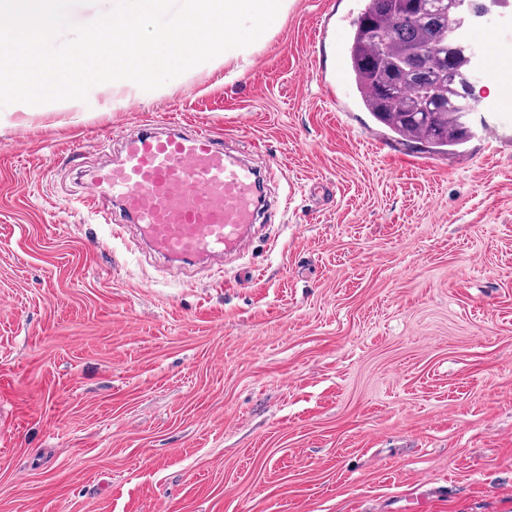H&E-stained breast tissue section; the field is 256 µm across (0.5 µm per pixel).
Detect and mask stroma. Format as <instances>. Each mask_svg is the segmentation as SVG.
<instances>
[{
    "label": "stroma",
    "mask_w": 512,
    "mask_h": 512,
    "mask_svg": "<svg viewBox=\"0 0 512 512\" xmlns=\"http://www.w3.org/2000/svg\"><path fill=\"white\" fill-rule=\"evenodd\" d=\"M365 0H292L240 76L0 109V512H512V112L446 155L337 59ZM277 168L222 271L80 206L143 123Z\"/></svg>",
    "instance_id": "1"
}]
</instances>
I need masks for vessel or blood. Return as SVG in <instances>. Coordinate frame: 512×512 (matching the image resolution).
Listing matches in <instances>:
<instances>
[{"label": "vessel or blood", "mask_w": 512, "mask_h": 512, "mask_svg": "<svg viewBox=\"0 0 512 512\" xmlns=\"http://www.w3.org/2000/svg\"><path fill=\"white\" fill-rule=\"evenodd\" d=\"M263 185L261 170L227 151L220 133L162 134L147 123L123 139L116 164L88 175L83 202L96 206L110 192L126 216L116 224L100 210L113 238L135 233L157 257L189 264L242 250L267 204Z\"/></svg>", "instance_id": "b4317fda"}]
</instances>
